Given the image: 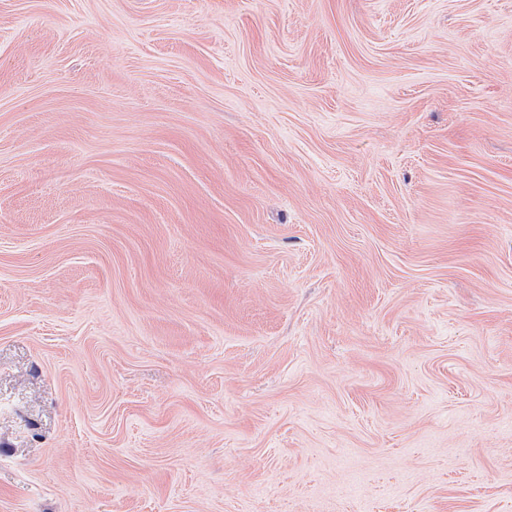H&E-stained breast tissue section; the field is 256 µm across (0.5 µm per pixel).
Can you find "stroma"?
<instances>
[{"instance_id":"stroma-1","label":"stroma","mask_w":512,"mask_h":512,"mask_svg":"<svg viewBox=\"0 0 512 512\" xmlns=\"http://www.w3.org/2000/svg\"><path fill=\"white\" fill-rule=\"evenodd\" d=\"M0 512H512V0H0Z\"/></svg>"}]
</instances>
